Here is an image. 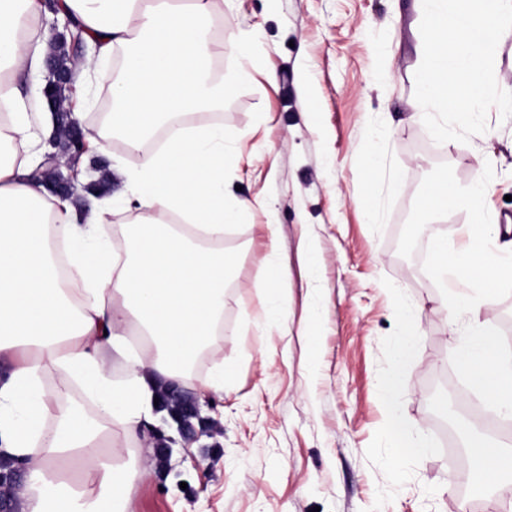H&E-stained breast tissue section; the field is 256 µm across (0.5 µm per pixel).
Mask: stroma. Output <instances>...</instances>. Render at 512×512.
Instances as JSON below:
<instances>
[{"mask_svg":"<svg viewBox=\"0 0 512 512\" xmlns=\"http://www.w3.org/2000/svg\"><path fill=\"white\" fill-rule=\"evenodd\" d=\"M420 21L419 0H225L218 119L237 157L225 196L252 202L224 232L233 264L217 348L235 370L222 393L196 394L215 436L177 439L128 512H512V486L490 502L475 489L455 415L439 408L465 391L451 364L459 337L421 253H398L420 183L443 162L468 185L494 158L487 207L493 222L512 217V118L490 109L486 132L466 144L435 143L412 119ZM244 34L261 50L237 84ZM135 161L114 138L86 183L106 175L120 193ZM277 266L285 275L275 280ZM269 279L280 328L258 296ZM402 304L421 332L397 401L428 437L418 459L391 441L381 387Z\"/></svg>","mask_w":512,"mask_h":512,"instance_id":"obj_1","label":"stroma"}]
</instances>
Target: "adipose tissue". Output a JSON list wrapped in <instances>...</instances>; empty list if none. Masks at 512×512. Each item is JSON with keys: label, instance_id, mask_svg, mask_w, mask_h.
Wrapping results in <instances>:
<instances>
[{"label": "adipose tissue", "instance_id": "ef3b65f1", "mask_svg": "<svg viewBox=\"0 0 512 512\" xmlns=\"http://www.w3.org/2000/svg\"><path fill=\"white\" fill-rule=\"evenodd\" d=\"M222 0H56L58 19L83 30L87 54L73 79L86 85L126 50L107 123L88 128L99 150L121 136L138 157L120 198L88 207L51 194L39 171L43 137L33 133L17 83L45 69L49 35L43 0H0V455L29 460L15 512H126L136 483L152 473L118 441L135 442L158 417L160 388L186 386L198 356L211 352L224 321L232 260L224 230L248 201L226 203L224 171L236 157L213 114L224 105V74L212 47ZM162 143L144 149L147 137ZM135 208L115 252L107 226L117 206ZM401 342L383 382L395 395L419 334L399 308ZM142 340L131 350L130 337ZM127 362L116 380L107 364ZM54 373V393L42 387ZM79 386L97 410L71 401ZM484 486L512 485V448L481 436L467 443Z\"/></svg>", "mask_w": 512, "mask_h": 512}]
</instances>
